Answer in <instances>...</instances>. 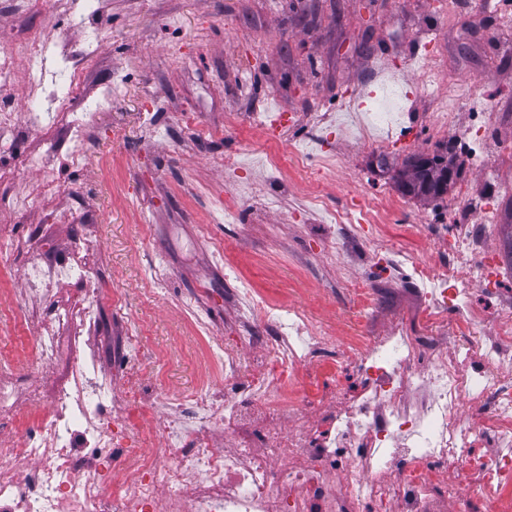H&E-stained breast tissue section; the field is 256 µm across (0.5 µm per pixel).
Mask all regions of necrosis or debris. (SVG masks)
<instances>
[{
    "instance_id": "1",
    "label": "necrosis or debris",
    "mask_w": 512,
    "mask_h": 512,
    "mask_svg": "<svg viewBox=\"0 0 512 512\" xmlns=\"http://www.w3.org/2000/svg\"><path fill=\"white\" fill-rule=\"evenodd\" d=\"M96 14L97 0H75L64 18L83 26L80 44L50 47L27 29L0 48V78L22 61L41 72L47 54L58 66L27 100L0 103V179L17 168L16 114L46 144L26 158L37 179L13 198L12 213L83 167L88 133L121 90L115 81L106 93L84 92L105 50ZM401 102L400 88L387 87L356 122V138L374 140L378 125L403 133ZM258 163L275 175L290 166L336 175L333 158L313 167L296 145ZM306 208L333 230L328 255L353 242L387 252L388 272L423 304V333L397 326L340 355L330 326L242 282L226 299L244 334L209 355L220 384L167 399L161 417L137 383L116 399L95 353L80 346L99 326L100 283L85 261L88 237H76L66 256L40 253L24 268L29 296L66 282L79 299L50 309L52 328L35 347L34 363L65 364L50 386L0 361V427L15 423L21 395L48 403L16 442L0 440V512H512L502 494L512 482V299L490 313L475 307L480 237L431 221L441 252L433 264L379 233L385 215L374 203L337 210L311 193Z\"/></svg>"
}]
</instances>
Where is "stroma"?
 Segmentation results:
<instances>
[{
    "mask_svg": "<svg viewBox=\"0 0 512 512\" xmlns=\"http://www.w3.org/2000/svg\"><path fill=\"white\" fill-rule=\"evenodd\" d=\"M26 0L0 8V46L18 29L39 28L47 45L61 38L58 5L26 10ZM96 20L107 28L103 79H123L120 98L91 130L83 169L61 190L14 217L17 229L0 242L14 315L0 317V342L12 336L36 339L42 323L33 313L40 299L27 295L21 271L48 245L67 251L75 235H90L94 271L101 282V330L85 336L100 368L112 373L122 336L137 337L135 380L158 397H185L220 380L206 370L212 349L238 331L237 310L224 293L238 278L249 280L266 299L300 306L335 328L337 352L350 336L383 332L398 321L420 325L422 308L399 281L381 280L373 315L347 302V278L383 265L380 254L355 249L351 261L326 258L324 237L313 236L314 215L303 212L308 193L289 173L273 210L264 205L274 188L258 167L231 171L235 154L265 149V132L249 130L253 109L276 113L278 148L300 141L317 155L334 154L341 166L321 183L327 206L342 209L361 197L393 208L384 232L429 262H437L431 237L413 236L408 225L435 215H459L479 225L492 220L483 241L487 272L475 295L492 306L512 294V193L501 177L512 169V7L506 0H98ZM440 75L437 94L419 84L423 63ZM403 69L401 87L408 136L381 146L360 141L336 125V112H359L382 88L373 78L383 66ZM490 112L482 138L469 114ZM455 114L453 135L435 133L429 115ZM193 124H176L182 113ZM444 154L456 172L449 193L436 200L403 195L396 176L410 156ZM389 167H376L377 156ZM247 194H240V182ZM243 195L252 223L235 230L212 223L224 198ZM83 199L97 223H53L51 214L69 196ZM47 227L45 243L27 236L29 225ZM234 263L225 278L212 260L215 241ZM163 288H156L157 278ZM197 298L211 330L199 334L181 302Z\"/></svg>",
    "mask_w": 512,
    "mask_h": 512,
    "instance_id": "stroma-1",
    "label": "stroma"
}]
</instances>
